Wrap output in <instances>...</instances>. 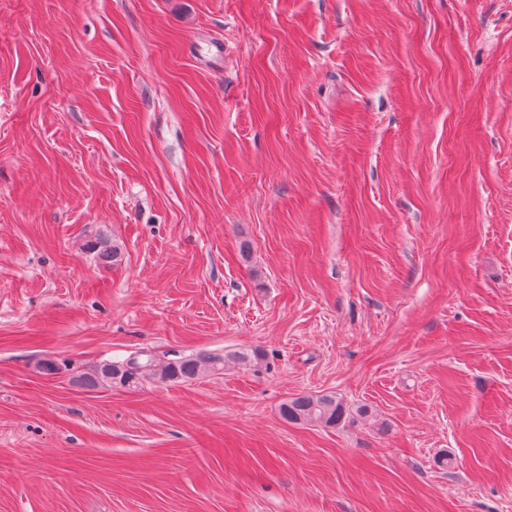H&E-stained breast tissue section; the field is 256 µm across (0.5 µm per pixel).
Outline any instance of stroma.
Returning <instances> with one entry per match:
<instances>
[{"label": "stroma", "mask_w": 512, "mask_h": 512, "mask_svg": "<svg viewBox=\"0 0 512 512\" xmlns=\"http://www.w3.org/2000/svg\"><path fill=\"white\" fill-rule=\"evenodd\" d=\"M0 512H512V0H0ZM257 349H243L223 354H196L179 359H162L153 351L139 350L127 358L103 361L77 376V381L90 388L136 389L146 383L170 385L198 379L223 369L227 364L248 366L262 360ZM283 420L293 423H314L335 427L346 414L345 406L334 395H299L281 404Z\"/></svg>", "instance_id": "1"}]
</instances>
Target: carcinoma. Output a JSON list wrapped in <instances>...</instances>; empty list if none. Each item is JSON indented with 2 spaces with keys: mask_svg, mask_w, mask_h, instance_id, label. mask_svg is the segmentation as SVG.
<instances>
[{
  "mask_svg": "<svg viewBox=\"0 0 512 512\" xmlns=\"http://www.w3.org/2000/svg\"><path fill=\"white\" fill-rule=\"evenodd\" d=\"M98 257L106 264L122 261V251L116 244L97 246ZM257 349H243L224 354H196L179 359H162L150 350H139L127 358L103 361L77 376V381L90 388L136 389L146 383L170 385L198 379L223 369L227 364L248 366L262 360ZM283 420L293 423H314L325 427L338 425L346 414L345 406L334 395H299L281 404Z\"/></svg>",
  "mask_w": 512,
  "mask_h": 512,
  "instance_id": "1",
  "label": "carcinoma"
}]
</instances>
